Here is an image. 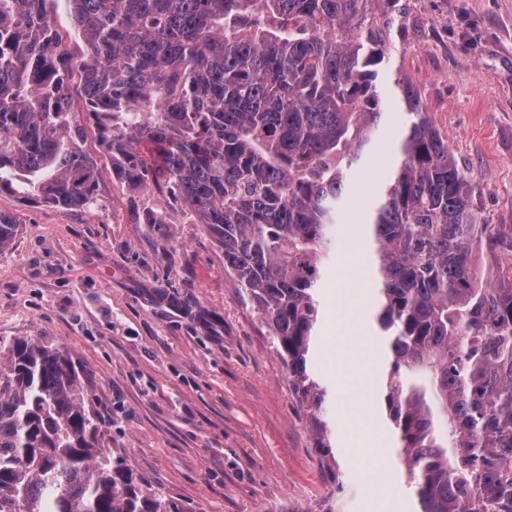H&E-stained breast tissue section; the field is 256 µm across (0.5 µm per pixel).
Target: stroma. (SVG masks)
Masks as SVG:
<instances>
[{
    "label": "stroma",
    "mask_w": 512,
    "mask_h": 512,
    "mask_svg": "<svg viewBox=\"0 0 512 512\" xmlns=\"http://www.w3.org/2000/svg\"><path fill=\"white\" fill-rule=\"evenodd\" d=\"M398 4L401 20L380 16L381 163L351 174L354 194L371 197L389 173L403 74L470 179L480 222L512 224V0ZM101 170L89 213L0 192V210L21 222L0 252V336L67 354L87 408L106 421L104 448L184 512H415L391 426L367 422L363 353L380 330L343 294L364 285L352 261L363 213L337 224L320 294L313 370L329 391L333 473L266 317L205 225L166 193L121 182L109 159ZM147 210L155 223H143Z\"/></svg>",
    "instance_id": "1"
}]
</instances>
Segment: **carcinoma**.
Listing matches in <instances>:
<instances>
[{
  "label": "carcinoma",
  "mask_w": 512,
  "mask_h": 512,
  "mask_svg": "<svg viewBox=\"0 0 512 512\" xmlns=\"http://www.w3.org/2000/svg\"><path fill=\"white\" fill-rule=\"evenodd\" d=\"M0 0V192L91 210L99 157L191 209L268 317L331 454L308 367L332 228L383 112L379 0ZM400 158L370 209L378 386L416 512H512V225L471 183L408 77ZM19 229L0 210V252ZM508 262L483 271L476 256ZM68 356L0 337V512H182L101 446Z\"/></svg>",
  "instance_id": "cac0c4a2"
}]
</instances>
